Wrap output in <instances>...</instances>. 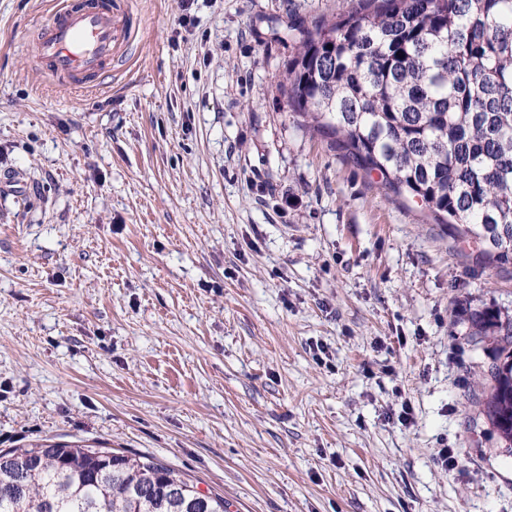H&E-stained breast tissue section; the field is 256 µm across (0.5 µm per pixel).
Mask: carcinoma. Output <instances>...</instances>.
<instances>
[{
  "instance_id": "cac0c4a2",
  "label": "carcinoma",
  "mask_w": 512,
  "mask_h": 512,
  "mask_svg": "<svg viewBox=\"0 0 512 512\" xmlns=\"http://www.w3.org/2000/svg\"><path fill=\"white\" fill-rule=\"evenodd\" d=\"M292 112L381 185L456 227L483 264L512 263V0H358L300 31ZM498 336L487 413L512 448V321ZM0 512H226L149 456L42 443L0 451Z\"/></svg>"
}]
</instances>
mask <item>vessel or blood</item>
<instances>
[{
    "label": "vessel or blood",
    "instance_id": "vessel-or-blood-1",
    "mask_svg": "<svg viewBox=\"0 0 512 512\" xmlns=\"http://www.w3.org/2000/svg\"><path fill=\"white\" fill-rule=\"evenodd\" d=\"M119 37L112 0H87L79 8L60 0L39 32L33 59L63 86L83 88L111 66Z\"/></svg>",
    "mask_w": 512,
    "mask_h": 512
}]
</instances>
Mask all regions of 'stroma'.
<instances>
[{
    "mask_svg": "<svg viewBox=\"0 0 512 512\" xmlns=\"http://www.w3.org/2000/svg\"><path fill=\"white\" fill-rule=\"evenodd\" d=\"M115 2L71 91L32 62L57 0H0V450L150 456L228 512H512L468 336L512 265L287 106L298 25L358 0Z\"/></svg>",
    "mask_w": 512,
    "mask_h": 512,
    "instance_id": "stroma-1",
    "label": "stroma"
}]
</instances>
